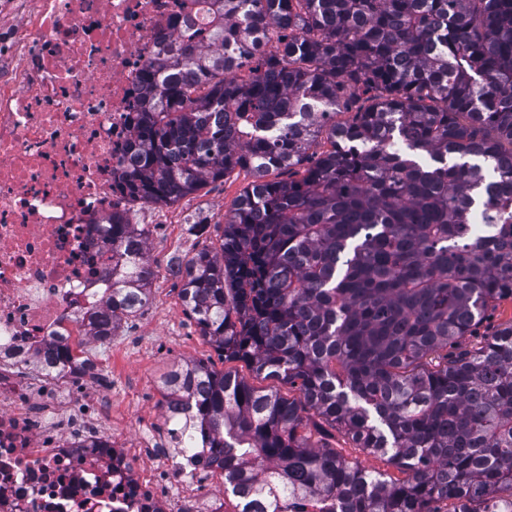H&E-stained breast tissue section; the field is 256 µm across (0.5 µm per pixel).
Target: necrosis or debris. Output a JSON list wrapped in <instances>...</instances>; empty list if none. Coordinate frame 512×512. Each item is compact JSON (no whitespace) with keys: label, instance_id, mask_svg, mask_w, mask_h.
I'll return each mask as SVG.
<instances>
[{"label":"necrosis or debris","instance_id":"1","mask_svg":"<svg viewBox=\"0 0 512 512\" xmlns=\"http://www.w3.org/2000/svg\"><path fill=\"white\" fill-rule=\"evenodd\" d=\"M201 13L196 0H0V512H227L222 470L174 447L164 463L85 403L86 316L112 288V213L133 163L142 80ZM69 379V401L26 374Z\"/></svg>","mask_w":512,"mask_h":512}]
</instances>
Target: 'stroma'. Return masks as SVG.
Listing matches in <instances>:
<instances>
[{
    "label": "stroma",
    "mask_w": 512,
    "mask_h": 512,
    "mask_svg": "<svg viewBox=\"0 0 512 512\" xmlns=\"http://www.w3.org/2000/svg\"><path fill=\"white\" fill-rule=\"evenodd\" d=\"M250 181V173L237 168L196 194L154 211L156 223L148 228L151 247L147 258L154 272L150 301L127 322L137 334L127 344H120L116 339L106 345L95 342L90 350L91 357L98 362L101 377L93 383L89 395L110 400L114 416H122L129 409L135 411L139 421L162 428L159 402L164 394L163 379L174 366L185 362H200L219 372L232 371L256 389L275 391L287 399L298 397L297 389L255 375L244 362L224 361L216 348L201 336L195 321L185 314L179 297L180 281L166 274L173 256L189 257L204 248H219L224 216L232 211ZM169 221L174 227L167 237L161 225ZM196 223L207 226L197 236L189 231L190 225ZM116 370L122 374L117 383L112 380ZM326 432V443L346 459L388 478L401 479V472L386 457L363 453L341 429L330 426Z\"/></svg>",
    "instance_id": "35a3bbf8"
}]
</instances>
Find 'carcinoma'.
I'll list each match as a JSON object with an SVG mask.
<instances>
[{"label": "carcinoma", "instance_id": "carcinoma-1", "mask_svg": "<svg viewBox=\"0 0 512 512\" xmlns=\"http://www.w3.org/2000/svg\"><path fill=\"white\" fill-rule=\"evenodd\" d=\"M195 45L142 87L119 187L173 204L236 168L253 181L180 297L226 361L297 388L286 399L203 363L182 447L223 451L245 512H512V323L430 368L512 299V0H210ZM280 48L257 49L253 21ZM248 68L247 77L239 75ZM362 101L332 122L338 93ZM330 149L317 159L312 143ZM303 168L292 178L294 168ZM290 178L270 180L272 170ZM147 231L112 216V252ZM142 256L88 318L109 343L149 302ZM407 478L311 443L303 412Z\"/></svg>", "mask_w": 512, "mask_h": 512}]
</instances>
